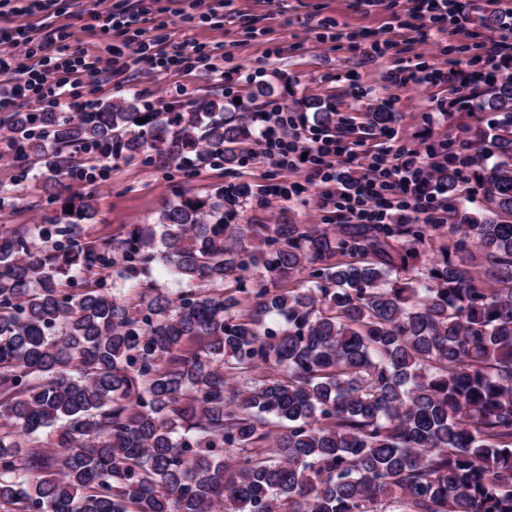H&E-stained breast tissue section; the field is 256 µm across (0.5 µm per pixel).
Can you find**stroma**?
<instances>
[{
  "instance_id": "35a3bbf8",
  "label": "stroma",
  "mask_w": 512,
  "mask_h": 512,
  "mask_svg": "<svg viewBox=\"0 0 512 512\" xmlns=\"http://www.w3.org/2000/svg\"><path fill=\"white\" fill-rule=\"evenodd\" d=\"M284 16L264 22L267 11L264 0H247V9L240 14L225 17L224 25L215 28L201 25L196 30L199 41H223L231 55L225 64L227 76L237 70H249L263 60L269 47L268 38L260 36L259 28L271 26L273 38L287 45L288 51L276 61L277 75L267 77L260 84L246 86L243 97L265 101L267 97L282 100L294 108L298 116L314 118L318 107L331 108L337 115L354 117L366 146L377 142L370 124L373 109L384 103L388 93L383 88L382 76L397 61L396 54L374 60L352 51L348 45H330L305 42L303 21L312 17L336 19L344 36L363 40L371 33L381 31L389 18L385 7L356 6L354 0H286ZM356 73L366 89L361 99L350 95L347 74ZM429 88L409 86L400 91V101L395 112L393 127L399 139H442L457 136L475 139L478 131L492 128L498 115L492 111H467L458 106L441 124L430 125L425 111L429 106ZM107 181L94 186L97 198V215L86 223L84 231L92 237L104 239L125 230L131 224H153L165 200L182 191L200 197L213 195L225 181L223 167L208 162L192 167L190 171L167 172L150 164L144 158L130 162H115ZM17 186V185H16ZM54 187L40 180H29L17 186V204L0 211V225L42 224L58 208L53 197ZM289 217L296 224H313L328 227L336 222L330 212H316L302 204L282 208L277 202H250L243 208L238 221L242 224H276L282 217Z\"/></svg>"
}]
</instances>
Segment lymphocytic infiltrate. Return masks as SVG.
Masks as SVG:
<instances>
[{
	"instance_id": "obj_1",
	"label": "lymphocytic infiltrate",
	"mask_w": 512,
	"mask_h": 512,
	"mask_svg": "<svg viewBox=\"0 0 512 512\" xmlns=\"http://www.w3.org/2000/svg\"><path fill=\"white\" fill-rule=\"evenodd\" d=\"M391 2L398 10L386 22L380 38L369 44L351 42L355 51L384 57L399 44L430 42L443 47L452 36H475L474 0H357L375 6ZM234 0H212L206 14L196 15L197 4L175 11L179 34L161 31L153 0H98L93 18L100 30L121 34V41L92 53L77 43L68 26L58 19L65 9L59 0H0V15L16 18V25L0 28V113L27 110L57 111L79 106L78 88L99 87L135 73L167 78L162 94L148 87L138 95L145 111L157 105L175 108L191 101L194 78L203 77L224 86V95L236 99L235 84L224 81L228 55L220 41L201 42L193 31L209 22ZM38 25H31V18ZM387 107L399 102L398 90L412 84L446 86L448 95L437 100V118L447 117L457 104L473 105L474 95L464 94L466 80L453 61L442 66L402 60L384 76ZM242 118L254 128V145L241 151L244 163L265 167V181L255 185L245 179L224 185V221L234 223L240 209L255 196L282 203L300 202L318 211L337 210L344 224H445L452 217L447 198L436 189V175L453 167L461 185L470 182L471 145L459 139L451 147L423 142L395 143L394 128L378 129L372 149L358 148L349 119L337 128L319 131L297 121L290 106L273 99L263 109L245 111ZM358 166L359 180H346L345 165Z\"/></svg>"
}]
</instances>
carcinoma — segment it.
<instances>
[{"label": "carcinoma", "mask_w": 512, "mask_h": 512, "mask_svg": "<svg viewBox=\"0 0 512 512\" xmlns=\"http://www.w3.org/2000/svg\"><path fill=\"white\" fill-rule=\"evenodd\" d=\"M478 97L482 215L451 167L453 224H226L224 191L185 192L164 252L85 236L70 188L147 151L234 166L224 101L10 113L16 181L63 201L0 230V512H512V74Z\"/></svg>", "instance_id": "cac0c4a2"}]
</instances>
